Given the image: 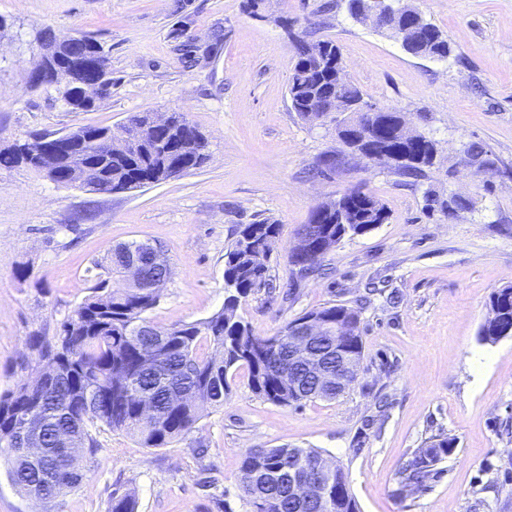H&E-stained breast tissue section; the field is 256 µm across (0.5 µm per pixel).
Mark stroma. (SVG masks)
Listing matches in <instances>:
<instances>
[{"mask_svg": "<svg viewBox=\"0 0 512 512\" xmlns=\"http://www.w3.org/2000/svg\"><path fill=\"white\" fill-rule=\"evenodd\" d=\"M0 0V148L32 134L117 127L134 112L184 113L208 141L200 169L132 192L60 186L24 166L0 167V395L38 370L31 336H53L106 277L112 247H163L173 275L147 313L155 326L204 320L224 305V254L241 225L280 233L271 285L242 299L254 334L331 304L365 299L356 383L333 400L288 406L256 395L232 368L223 406L162 448L99 428L83 478L49 501L20 493L0 448V512H107L135 492L138 512H248L241 455L250 448H317L348 476L360 512H512V337L480 342L494 291L512 284V0H413L447 37L433 61L392 33L353 20L347 0ZM102 46L112 73L95 110L73 112L55 87L32 89L44 28ZM333 40L365 101L401 113L436 144L422 177L337 153L336 118L302 119L288 88L297 39ZM474 144L496 165L475 170ZM360 189L385 223L344 236L300 276L288 262L313 209ZM464 197L447 216L440 201ZM454 438L440 476L401 493L400 472L433 435Z\"/></svg>", "mask_w": 512, "mask_h": 512, "instance_id": "obj_1", "label": "stroma"}]
</instances>
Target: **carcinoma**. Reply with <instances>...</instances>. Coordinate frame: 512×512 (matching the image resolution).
Returning a JSON list of instances; mask_svg holds the SVG:
<instances>
[{
	"label": "carcinoma",
	"mask_w": 512,
	"mask_h": 512,
	"mask_svg": "<svg viewBox=\"0 0 512 512\" xmlns=\"http://www.w3.org/2000/svg\"><path fill=\"white\" fill-rule=\"evenodd\" d=\"M415 54L429 58H446L451 52L448 39L432 23L421 20V30L411 43ZM340 48L332 40H301L296 46L289 85L291 108L301 118L314 98L339 100L346 108L363 100L360 90L344 77ZM64 103L80 109L81 92L68 84L58 88ZM148 114L133 113L117 130L105 126H81L87 135L102 131L116 139L130 135L146 124ZM396 112H376L364 119L362 131L383 129L387 147L403 145L396 134ZM183 151L186 170L201 168L207 160V142L203 134L181 112L172 113L169 124L152 137L112 154L97 152L86 144L79 163L92 167L94 182L71 180L70 185L95 189L110 184L114 192H130L157 184L172 177L166 155L169 145ZM434 141L423 136L417 151L424 161L396 167L401 175L418 176L432 165ZM468 162L482 169L492 165L486 152L470 145L465 149ZM316 224H307L315 239L333 238L337 233H363L388 219V214L373 196L351 190L331 206L319 210ZM279 225L266 221L245 224L224 254V284L228 289L224 307L211 317L181 323L160 330L144 332L146 313L172 276L169 265L150 261L142 267V283L137 287L114 288L110 280H100L94 294L86 298L52 337L35 336L32 348L38 360L52 359L57 373L51 379L37 377L22 380L16 388L0 396V439H15L14 417L32 408L39 410L36 427L41 430L40 457L24 455L11 449L10 477L26 496L38 500L53 499L79 485L82 479L80 457L93 455L98 441L93 430L105 426L136 437L146 448H161L188 434L206 406H220L229 390L228 371L236 364L247 366L249 386L262 398L289 405L310 400L298 384L312 385L307 374L295 378L288 370V337L274 335L279 346H267V337L257 336L237 314L240 299L269 286V267H259L254 255H269ZM128 254L115 247L108 258L107 270L120 276ZM489 305L497 307V316L487 320L479 331L480 341L495 343L512 336V285L494 292ZM361 307L332 304L311 314H341L354 320L355 332L346 346L363 355L360 329ZM208 343L211 352L198 353L200 342ZM152 401L151 416L139 412L140 400ZM453 448V441L439 434L414 451L401 472V490L409 497L421 490L426 479L439 474L437 465ZM323 457L314 448H250L242 454L241 482L250 512H313L306 501L288 497V491L271 482V477L288 476V467ZM333 487L340 489L338 503L328 512H358L347 475L337 467ZM137 500L132 493L112 495L108 512H136Z\"/></svg>",
	"instance_id": "obj_1"
}]
</instances>
